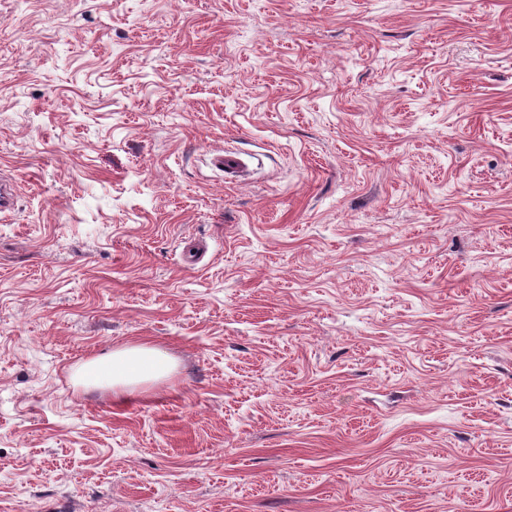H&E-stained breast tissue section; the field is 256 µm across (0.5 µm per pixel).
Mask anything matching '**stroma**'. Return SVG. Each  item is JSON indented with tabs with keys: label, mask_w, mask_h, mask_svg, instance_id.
Returning <instances> with one entry per match:
<instances>
[{
	"label": "stroma",
	"mask_w": 512,
	"mask_h": 512,
	"mask_svg": "<svg viewBox=\"0 0 512 512\" xmlns=\"http://www.w3.org/2000/svg\"><path fill=\"white\" fill-rule=\"evenodd\" d=\"M1 174L0 512H512V0H0ZM171 370L170 358L164 350L136 344L85 361L79 377L85 386H107L115 397H122L133 394L144 384L167 377Z\"/></svg>",
	"instance_id": "obj_1"
}]
</instances>
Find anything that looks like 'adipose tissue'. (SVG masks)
Returning <instances> with one entry per match:
<instances>
[{
    "label": "adipose tissue",
    "mask_w": 512,
    "mask_h": 512,
    "mask_svg": "<svg viewBox=\"0 0 512 512\" xmlns=\"http://www.w3.org/2000/svg\"><path fill=\"white\" fill-rule=\"evenodd\" d=\"M168 354L157 347L136 344L85 361L79 369L81 383L89 387H110L114 396L133 394L144 384L169 375Z\"/></svg>",
    "instance_id": "ef3b65f1"
}]
</instances>
